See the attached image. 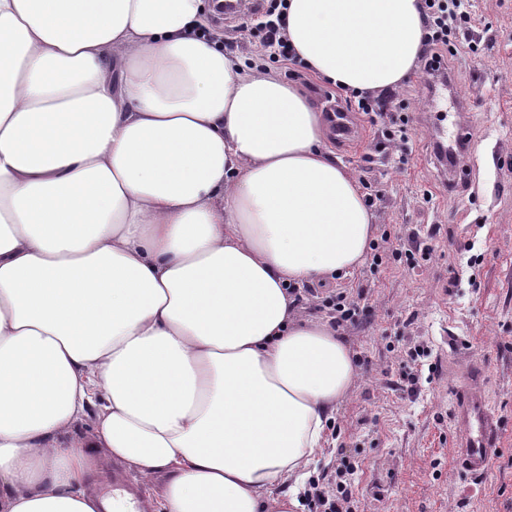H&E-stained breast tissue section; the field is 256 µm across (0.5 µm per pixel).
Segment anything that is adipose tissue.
<instances>
[{
  "mask_svg": "<svg viewBox=\"0 0 512 512\" xmlns=\"http://www.w3.org/2000/svg\"><path fill=\"white\" fill-rule=\"evenodd\" d=\"M317 79L417 68L420 0H286ZM205 0H0V512H297L354 352L289 287L374 215L305 90L203 37ZM92 416L88 438L73 431ZM117 467L118 465L112 463V474L107 481L98 486V493L101 495H107L111 493L112 489L116 485L122 486L130 491L140 492L139 483L135 479V476L132 473L123 470L121 467L118 468L119 472H117Z\"/></svg>",
  "mask_w": 512,
  "mask_h": 512,
  "instance_id": "ef3b65f1",
  "label": "adipose tissue"
}]
</instances>
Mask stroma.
<instances>
[{
    "instance_id": "stroma-1",
    "label": "stroma",
    "mask_w": 512,
    "mask_h": 512,
    "mask_svg": "<svg viewBox=\"0 0 512 512\" xmlns=\"http://www.w3.org/2000/svg\"><path fill=\"white\" fill-rule=\"evenodd\" d=\"M481 18L448 70L455 92L440 111L464 119L474 139L466 187L448 189L426 129L423 78L399 86L410 122L401 148H376L382 118L357 114L358 145L328 137L337 163L375 199V237L407 249L372 259L300 302L303 315L331 319L341 291L359 297L363 318L339 333L358 376L329 427L312 476L347 482L359 512H512V0H462ZM485 367V393L501 424L490 471L463 473L453 443L454 389L465 362Z\"/></svg>"
}]
</instances>
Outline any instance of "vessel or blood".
<instances>
[{
  "mask_svg": "<svg viewBox=\"0 0 512 512\" xmlns=\"http://www.w3.org/2000/svg\"><path fill=\"white\" fill-rule=\"evenodd\" d=\"M429 137L436 146L448 149L445 164L448 182H456L459 176L458 159L468 150L473 131L467 123L457 125L453 141H446L441 126H433ZM465 383L456 397L454 420L460 428L455 444L456 453L465 471L473 475L488 472L500 447V428L486 400L483 372L475 362H467Z\"/></svg>",
  "mask_w": 512,
  "mask_h": 512,
  "instance_id": "obj_1",
  "label": "vessel or blood"
}]
</instances>
